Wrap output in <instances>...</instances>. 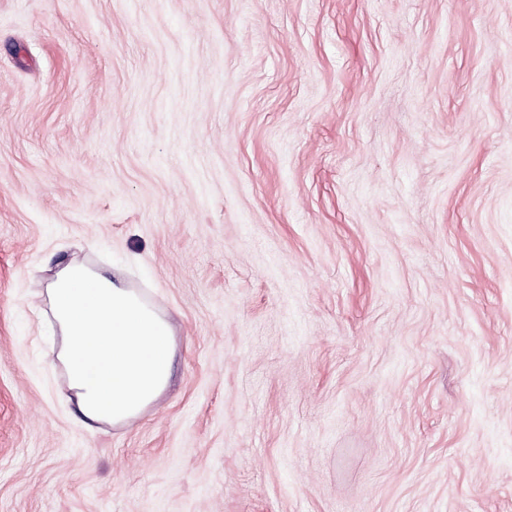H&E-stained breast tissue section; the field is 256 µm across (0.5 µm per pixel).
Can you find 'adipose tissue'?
<instances>
[{"label": "adipose tissue", "instance_id": "1", "mask_svg": "<svg viewBox=\"0 0 512 512\" xmlns=\"http://www.w3.org/2000/svg\"><path fill=\"white\" fill-rule=\"evenodd\" d=\"M45 293L80 413L112 425L137 419L171 378V322L122 281L79 261L59 264Z\"/></svg>", "mask_w": 512, "mask_h": 512}]
</instances>
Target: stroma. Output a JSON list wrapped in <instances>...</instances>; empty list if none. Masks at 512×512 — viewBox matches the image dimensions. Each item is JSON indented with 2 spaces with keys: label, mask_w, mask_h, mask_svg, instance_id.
<instances>
[{
  "label": "stroma",
  "mask_w": 512,
  "mask_h": 512,
  "mask_svg": "<svg viewBox=\"0 0 512 512\" xmlns=\"http://www.w3.org/2000/svg\"><path fill=\"white\" fill-rule=\"evenodd\" d=\"M70 259L173 326L130 424ZM0 512H512V0H0ZM45 293L62 336L56 358L88 420L128 424L173 371L174 331L158 307L83 262L58 264Z\"/></svg>",
  "instance_id": "stroma-1"
}]
</instances>
